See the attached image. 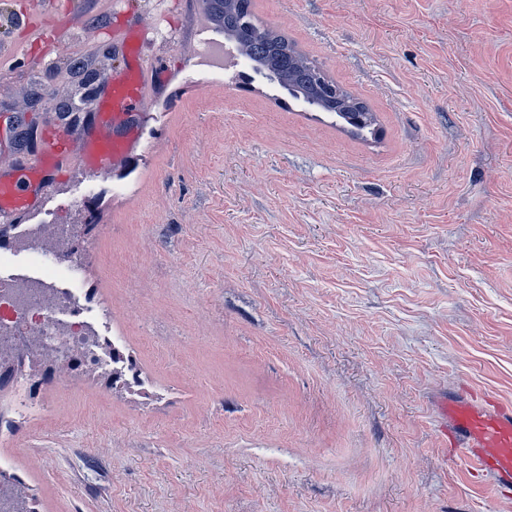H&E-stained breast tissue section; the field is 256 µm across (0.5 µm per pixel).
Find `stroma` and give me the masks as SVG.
<instances>
[{
	"mask_svg": "<svg viewBox=\"0 0 512 512\" xmlns=\"http://www.w3.org/2000/svg\"><path fill=\"white\" fill-rule=\"evenodd\" d=\"M73 19L60 73L0 65V147L128 0ZM166 75L131 171L48 185L83 222L66 277L148 394L70 372L0 388V460L39 512H512L447 462L437 406L512 402V0H254L376 117L361 136L279 84L189 80L199 0H140Z\"/></svg>",
	"mask_w": 512,
	"mask_h": 512,
	"instance_id": "35a3bbf8",
	"label": "stroma"
}]
</instances>
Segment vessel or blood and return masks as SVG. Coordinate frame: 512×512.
Returning <instances> with one entry per match:
<instances>
[{"mask_svg": "<svg viewBox=\"0 0 512 512\" xmlns=\"http://www.w3.org/2000/svg\"><path fill=\"white\" fill-rule=\"evenodd\" d=\"M87 7L86 0H29L28 10L11 12L10 22L14 29L57 46L65 22ZM121 36L128 64L106 76L103 111L98 119L83 121L82 141H75L66 125L48 120L30 160L40 178L49 180L76 167L113 173L133 159L150 119L145 111L147 87L162 77L163 70L144 65L149 42L146 29L129 27ZM0 60L19 62L36 71L44 65L43 57L12 38L0 41ZM15 170L12 164L0 169V220L7 223L33 216L41 205L15 177ZM440 412L453 433L449 461L465 462L473 471L491 473L502 484L512 485V404L468 400L442 406Z\"/></svg>", "mask_w": 512, "mask_h": 512, "instance_id": "1", "label": "vessel or blood"}]
</instances>
